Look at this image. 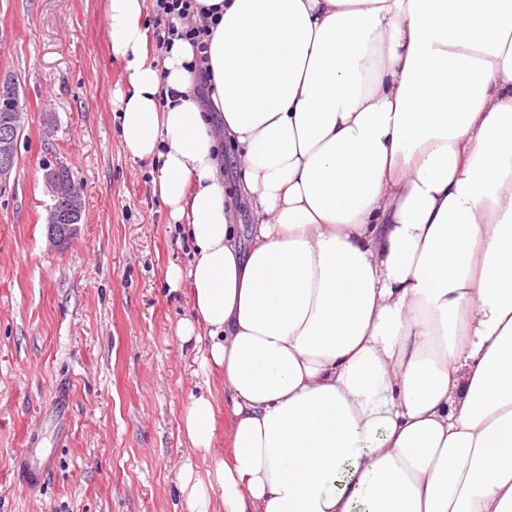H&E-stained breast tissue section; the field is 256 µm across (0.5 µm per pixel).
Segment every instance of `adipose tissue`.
<instances>
[{
  "label": "adipose tissue",
  "instance_id": "1",
  "mask_svg": "<svg viewBox=\"0 0 512 512\" xmlns=\"http://www.w3.org/2000/svg\"><path fill=\"white\" fill-rule=\"evenodd\" d=\"M197 2L211 114L193 46L106 0L122 145L194 247L178 333L223 379L186 512H512V0Z\"/></svg>",
  "mask_w": 512,
  "mask_h": 512
}]
</instances>
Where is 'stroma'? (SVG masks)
Returning a JSON list of instances; mask_svg holds the SVG:
<instances>
[{"instance_id":"obj_1","label":"stroma","mask_w":512,"mask_h":512,"mask_svg":"<svg viewBox=\"0 0 512 512\" xmlns=\"http://www.w3.org/2000/svg\"><path fill=\"white\" fill-rule=\"evenodd\" d=\"M104 4L0 0V78L26 104L0 190V512H184L179 470L208 464L183 412L191 394H223L176 333L191 306L166 273L187 267L192 247L152 193L153 164L124 151ZM59 163L84 205L64 242L48 227L43 178ZM33 437L55 454L37 487L15 478Z\"/></svg>"}]
</instances>
